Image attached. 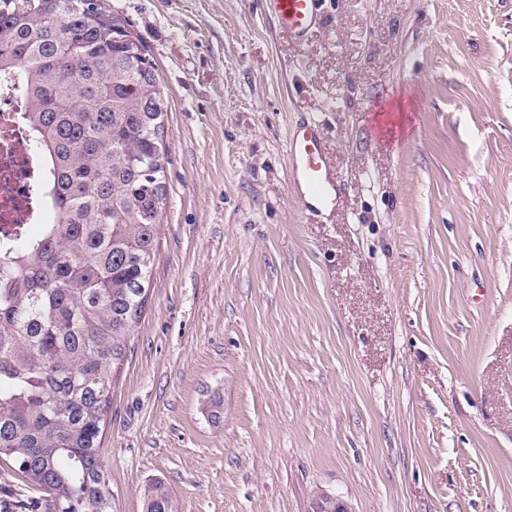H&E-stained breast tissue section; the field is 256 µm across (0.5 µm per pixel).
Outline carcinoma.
<instances>
[{"instance_id":"cac0c4a2","label":"carcinoma","mask_w":512,"mask_h":512,"mask_svg":"<svg viewBox=\"0 0 512 512\" xmlns=\"http://www.w3.org/2000/svg\"><path fill=\"white\" fill-rule=\"evenodd\" d=\"M50 162L52 221L0 243V458L47 512H116L100 453L114 375L151 286L167 102L103 0H0V74ZM146 512H177L159 481Z\"/></svg>"}]
</instances>
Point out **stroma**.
Here are the masks:
<instances>
[{
  "instance_id": "obj_1",
  "label": "stroma",
  "mask_w": 512,
  "mask_h": 512,
  "mask_svg": "<svg viewBox=\"0 0 512 512\" xmlns=\"http://www.w3.org/2000/svg\"><path fill=\"white\" fill-rule=\"evenodd\" d=\"M106 2L168 97L118 512L154 481L178 512H512V0H325L300 45L262 0ZM309 120L330 215L288 179ZM47 499L0 461V512Z\"/></svg>"
}]
</instances>
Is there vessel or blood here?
Masks as SVG:
<instances>
[{
	"label": "vessel or blood",
	"instance_id": "vessel-or-blood-1",
	"mask_svg": "<svg viewBox=\"0 0 512 512\" xmlns=\"http://www.w3.org/2000/svg\"><path fill=\"white\" fill-rule=\"evenodd\" d=\"M323 0H263L265 13L296 44L319 23ZM292 189L307 211L327 214L337 203L336 181L327 160L319 126L307 123L293 129L288 152Z\"/></svg>",
	"mask_w": 512,
	"mask_h": 512
}]
</instances>
